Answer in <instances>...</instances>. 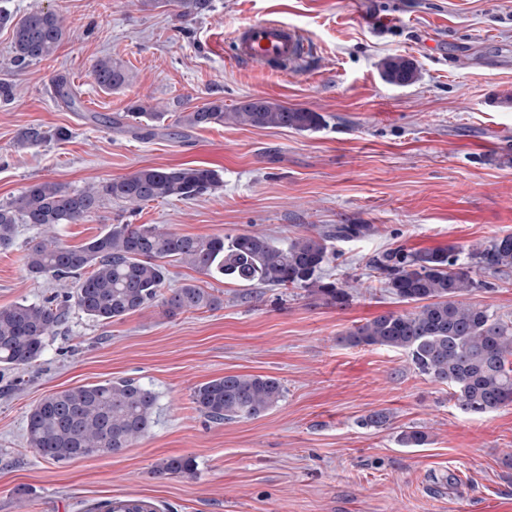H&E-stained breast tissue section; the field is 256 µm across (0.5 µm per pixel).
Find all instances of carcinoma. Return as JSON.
Here are the masks:
<instances>
[{
  "label": "carcinoma",
  "instance_id": "obj_1",
  "mask_svg": "<svg viewBox=\"0 0 512 512\" xmlns=\"http://www.w3.org/2000/svg\"><path fill=\"white\" fill-rule=\"evenodd\" d=\"M176 6L178 16L188 18L211 11L213 2L176 0ZM0 28L12 32L17 67L50 57L66 37L59 14L51 8L18 17L1 7ZM377 67L382 79L394 86H410L419 79L415 63L400 55L382 58ZM92 75L107 92L129 84L124 65L110 56L96 60ZM126 116L157 125L166 113L139 99ZM226 121L302 132L319 129L324 117L264 98L246 99L230 112L224 111V104L211 102L178 116V123L189 129L222 126ZM48 138L49 132L30 126L20 133L18 143L31 147ZM220 184L217 171L206 167H148L81 190L36 181L1 203L0 248L11 247L19 225L29 224L39 230L27 248L29 275L77 281L62 301L55 294L41 302L22 300L0 308V368L21 373L34 366L45 338L65 322L69 301L86 317L108 324L154 304L170 317L222 305L219 296L194 281L166 287L168 265L173 262L242 284L299 288L340 310L349 306V286L324 273L330 259L327 233L299 235L278 245L261 233L194 236L157 225L112 224L80 246H67L55 234L57 226L79 224L107 201L135 206L189 201L213 193ZM470 258L483 272L512 269V234L473 249ZM372 267L387 291L400 302L415 304L414 310L379 314L347 331L340 342L407 353L421 374L452 389L455 406L466 415L483 416L512 404V321L503 320L487 305L467 301L487 284L458 263L457 246L391 252L374 259ZM284 394L277 377L231 374L194 386L191 399L210 422L222 424L258 418ZM157 402L155 391L130 378L64 389L45 396L31 410L26 443L57 463L116 455L148 434L155 424ZM428 439L425 432L411 429L402 432L398 442L420 448ZM196 471L192 456L169 457L153 469L160 477H189ZM100 512H157V506L141 498L108 500Z\"/></svg>",
  "mask_w": 512,
  "mask_h": 512
}]
</instances>
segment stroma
I'll return each mask as SVG.
<instances>
[{
    "mask_svg": "<svg viewBox=\"0 0 512 512\" xmlns=\"http://www.w3.org/2000/svg\"><path fill=\"white\" fill-rule=\"evenodd\" d=\"M0 5L18 15L52 6L66 32L52 57L20 69L11 32L0 29V80L17 92L0 102V203L37 180L79 190L146 167L198 165L221 177L194 201L105 203L83 223L58 226L65 245L126 223L197 236L257 232L278 243L339 224L373 227L331 242L325 272L353 288L342 310L300 289L245 286L178 263L169 287L196 281L221 297L220 308L169 317L149 307L112 324L70 310L36 367L0 370V512H89L129 497L159 512H512L511 405L463 414L448 386L405 352L338 341L382 312L410 309L374 281L376 257L453 244L465 264L472 249L512 233V0H214L188 19L171 0ZM267 19L298 27L309 60L285 72L236 61V29ZM107 55L128 69L126 88L95 83L91 67ZM388 55L411 58L419 80L385 83L377 64ZM60 74L78 110L57 96ZM246 97L307 108L326 123L313 133L174 125L179 113L213 101L229 111ZM138 99L167 114L155 134L97 122ZM32 125L70 135L18 147ZM36 234L22 227L0 249V307L63 290L27 273ZM474 277L485 286L471 301L512 321V274ZM227 374L275 376L285 397L259 418L211 423L191 392ZM118 378L158 394L146 437L119 455L61 463L27 447V416L45 395ZM376 411L389 424L361 427ZM409 427L427 432L428 444L402 447ZM173 456L195 457L196 475L156 476L155 463Z\"/></svg>",
    "mask_w": 512,
    "mask_h": 512,
    "instance_id": "1",
    "label": "stroma"
}]
</instances>
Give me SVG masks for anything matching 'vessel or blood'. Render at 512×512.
Masks as SVG:
<instances>
[{
	"instance_id": "1",
	"label": "vessel or blood",
	"mask_w": 512,
	"mask_h": 512,
	"mask_svg": "<svg viewBox=\"0 0 512 512\" xmlns=\"http://www.w3.org/2000/svg\"><path fill=\"white\" fill-rule=\"evenodd\" d=\"M308 50L309 42L300 31L275 20L245 25L235 36V57L256 67L273 65L284 71L305 58Z\"/></svg>"
}]
</instances>
